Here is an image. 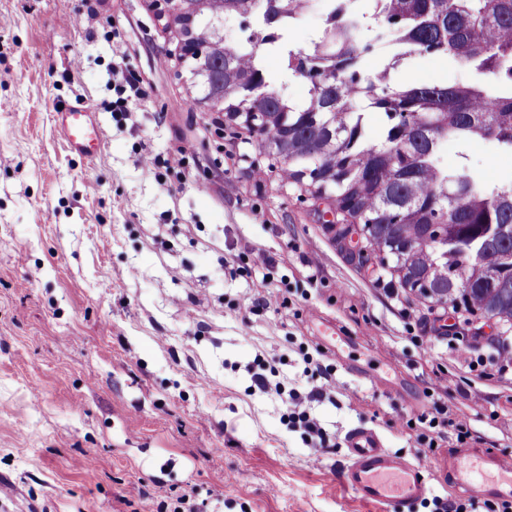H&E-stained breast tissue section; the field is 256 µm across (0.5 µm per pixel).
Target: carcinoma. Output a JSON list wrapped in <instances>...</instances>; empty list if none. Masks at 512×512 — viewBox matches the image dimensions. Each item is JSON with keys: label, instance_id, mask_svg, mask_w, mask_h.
I'll use <instances>...</instances> for the list:
<instances>
[{"label": "carcinoma", "instance_id": "obj_1", "mask_svg": "<svg viewBox=\"0 0 512 512\" xmlns=\"http://www.w3.org/2000/svg\"><path fill=\"white\" fill-rule=\"evenodd\" d=\"M303 2L181 0L166 29L198 88L190 108L224 113L255 135L269 167L351 212L382 267L418 300L512 325V173L488 185L466 161L440 162L450 138L512 154V0H321L322 29L294 47L286 32ZM217 17L251 26L230 42L210 26ZM388 47L390 61L369 67ZM266 52L304 81V98L263 68ZM412 54L446 57L480 78L393 80ZM367 109L385 117L376 140L365 133ZM250 112L260 113L254 126Z\"/></svg>", "mask_w": 512, "mask_h": 512}]
</instances>
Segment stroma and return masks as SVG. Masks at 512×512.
<instances>
[{
	"mask_svg": "<svg viewBox=\"0 0 512 512\" xmlns=\"http://www.w3.org/2000/svg\"><path fill=\"white\" fill-rule=\"evenodd\" d=\"M152 0H0V512H388L341 484L342 440L378 429L431 467V495L463 497L454 438L420 445L407 428L434 401L471 437L512 455V372L476 361L512 348V327L465 310L455 335L376 260L353 258L325 206L267 163L255 138L191 110ZM135 75L129 119L115 88ZM472 71L415 55L393 79L455 83ZM89 107L103 146L72 154L54 121ZM189 147L184 168L145 176V155ZM497 181L492 144L445 142ZM346 334L324 349L322 326ZM313 366H306L304 354ZM328 366L334 399L311 403L323 440L288 422V391ZM266 375L280 392L262 391ZM40 397H33V390Z\"/></svg>",
	"mask_w": 512,
	"mask_h": 512,
	"instance_id": "stroma-1",
	"label": "stroma"
}]
</instances>
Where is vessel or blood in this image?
Here are the masks:
<instances>
[{
    "mask_svg": "<svg viewBox=\"0 0 512 512\" xmlns=\"http://www.w3.org/2000/svg\"><path fill=\"white\" fill-rule=\"evenodd\" d=\"M56 123L72 153L94 159L102 139L93 115L82 103L68 102L54 112ZM347 464L343 482L366 503L411 504L429 493V468L413 463L386 448L382 435L371 427L349 430L343 438ZM466 489L477 496L512 498V457H491L471 452L454 456Z\"/></svg>",
    "mask_w": 512,
    "mask_h": 512,
    "instance_id": "1",
    "label": "vessel or blood"
}]
</instances>
